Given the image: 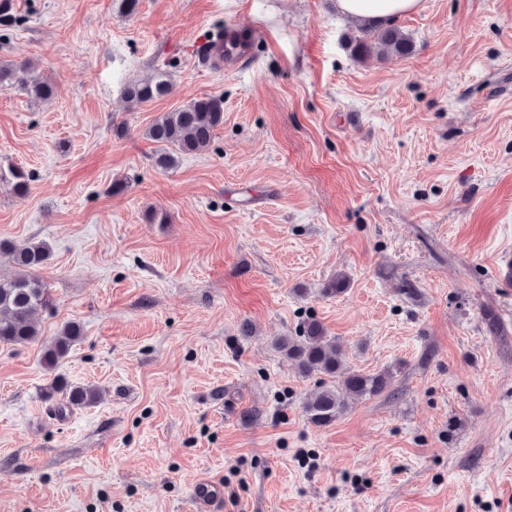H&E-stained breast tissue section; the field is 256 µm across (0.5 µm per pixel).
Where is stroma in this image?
<instances>
[{
    "instance_id": "1",
    "label": "stroma",
    "mask_w": 512,
    "mask_h": 512,
    "mask_svg": "<svg viewBox=\"0 0 512 512\" xmlns=\"http://www.w3.org/2000/svg\"><path fill=\"white\" fill-rule=\"evenodd\" d=\"M9 3L0 60L55 92L0 89V168L30 177L0 240L49 245L42 337L83 336L52 372L0 345V512H195L202 476L222 512H512V0H422L413 53L367 58L335 0ZM242 23L245 68L205 66ZM208 96L209 149L157 168L146 128ZM311 318L355 370L400 365L393 395L311 424L320 380L273 344ZM56 374L101 400L55 417ZM170 84L166 75L158 71L145 80L134 81L125 87L127 101L135 106H141L169 93Z\"/></svg>"
}]
</instances>
